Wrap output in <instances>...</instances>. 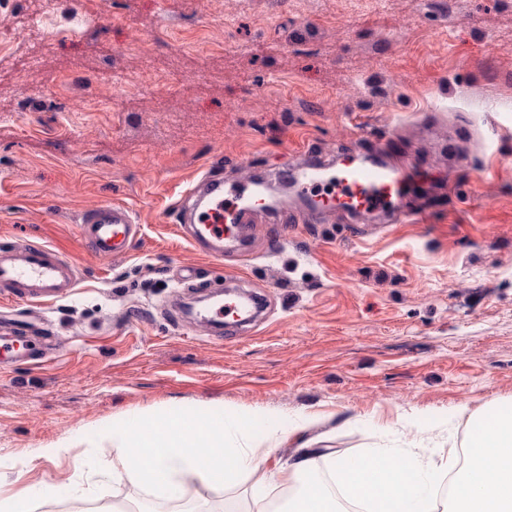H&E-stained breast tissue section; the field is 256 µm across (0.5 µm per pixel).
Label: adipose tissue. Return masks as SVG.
<instances>
[{
	"instance_id": "ef3b65f1",
	"label": "adipose tissue",
	"mask_w": 512,
	"mask_h": 512,
	"mask_svg": "<svg viewBox=\"0 0 512 512\" xmlns=\"http://www.w3.org/2000/svg\"><path fill=\"white\" fill-rule=\"evenodd\" d=\"M111 443L113 477L165 501L182 500L192 482L226 488L259 474L252 432L233 415L199 410L158 417L145 412L114 428ZM317 457L314 449L302 448L278 472L259 474L260 486L287 490L276 512H341L315 477Z\"/></svg>"
}]
</instances>
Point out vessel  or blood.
Listing matches in <instances>:
<instances>
[{"mask_svg":"<svg viewBox=\"0 0 512 512\" xmlns=\"http://www.w3.org/2000/svg\"><path fill=\"white\" fill-rule=\"evenodd\" d=\"M305 158L295 173L294 192L320 215L389 212L403 221L427 223L426 214L404 208L401 187L407 175L398 166L364 163L351 151L331 161L310 151ZM178 209L183 236L197 251L218 258L227 242L237 254L248 252L245 228L267 205L257 182L209 172L187 192ZM80 230L96 255L122 257L136 241L140 226L129 207L104 203L83 217ZM78 283L74 263L52 247L21 242L0 250L1 299L39 308L71 293ZM237 300V295H225L223 306L208 309L206 325L241 326L235 316Z\"/></svg>","mask_w":512,"mask_h":512,"instance_id":"obj_1","label":"vessel or blood"}]
</instances>
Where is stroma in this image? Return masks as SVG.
Masks as SVG:
<instances>
[{
    "mask_svg": "<svg viewBox=\"0 0 512 512\" xmlns=\"http://www.w3.org/2000/svg\"><path fill=\"white\" fill-rule=\"evenodd\" d=\"M79 9L60 0L56 25L37 28L36 0L0 6V247L50 245L80 272L42 308V334L0 354L6 489L73 476L86 502L181 512L100 475L113 426L147 411L245 418L271 474L312 443L437 462L469 414L512 402V0H93L71 25ZM181 31L222 50L188 53ZM157 71L175 88L157 91ZM90 99L111 111L84 112ZM307 148L405 151L429 223L318 220L292 198L257 217L248 259L203 257L182 236L178 205L206 168L247 177ZM105 202L141 226L121 258L79 234ZM182 265L201 291L239 272L265 313L243 335H210L186 311ZM299 414L316 425L290 431ZM65 440L71 456L35 457ZM186 496L196 512H251L259 492L250 476Z\"/></svg>",
    "mask_w": 512,
    "mask_h": 512,
    "instance_id": "1",
    "label": "stroma"
}]
</instances>
